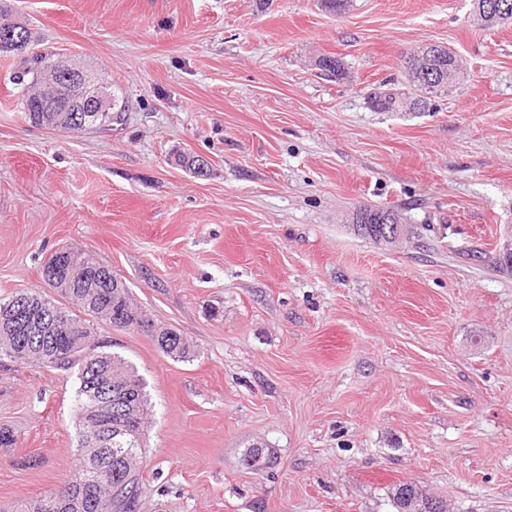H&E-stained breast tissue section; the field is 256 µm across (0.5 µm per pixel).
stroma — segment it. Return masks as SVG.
Listing matches in <instances>:
<instances>
[{
  "mask_svg": "<svg viewBox=\"0 0 512 512\" xmlns=\"http://www.w3.org/2000/svg\"><path fill=\"white\" fill-rule=\"evenodd\" d=\"M9 18L126 110L32 126L22 59L0 55V298L57 299L42 266L75 247L196 349L95 327L150 403L135 512H392L402 482L512 512V23L480 25L471 0H11ZM428 44L463 80L376 111ZM364 204L412 237L355 234ZM78 388L0 357V512L72 474Z\"/></svg>",
  "mask_w": 512,
  "mask_h": 512,
  "instance_id": "1",
  "label": "stroma"
}]
</instances>
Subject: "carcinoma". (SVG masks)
Masks as SVG:
<instances>
[{"label": "carcinoma", "instance_id": "carcinoma-1", "mask_svg": "<svg viewBox=\"0 0 512 512\" xmlns=\"http://www.w3.org/2000/svg\"><path fill=\"white\" fill-rule=\"evenodd\" d=\"M474 13L478 21L495 27L512 20V0H473ZM16 29L24 41L15 43L0 36V53L23 54L31 43V33L25 26L1 22L0 31ZM61 61L59 57L41 54L25 59L23 73L29 79L23 82L24 90L20 105L25 120L30 124L47 126L67 132L79 130L90 124L110 125L119 118L116 108L109 112L86 113L76 117L74 112H46L43 110V93L40 75L47 66ZM405 82L402 87L389 88L374 93L373 108L379 112H398L408 109L421 112L441 97L437 89L424 83L423 75L435 72L444 76L454 73L459 76L461 64L447 47L427 45L404 59ZM378 208L365 207L355 214L353 230L357 235L377 241V225L372 223ZM67 305L62 307L37 291L17 292L0 299V353L15 361L26 363L31 359L44 360L48 350H69V358L52 364L56 369L78 367L80 386L77 392L79 409V433L85 434L86 411L89 405L108 395V390L128 389L129 399L127 426L129 438L144 435L148 415V397L143 379L123 358L106 352L98 346L93 354L85 351L88 337L94 335L90 320H99L112 327L137 328L152 337L167 355L188 359L194 354L188 339L172 329L152 334L153 322L132 304L128 288H116L112 277L97 280L95 288H74L70 285L58 290ZM128 447V438L107 442L91 448L79 440L77 464L72 476L61 486L41 493L36 500L20 506L19 512H70L64 499L73 496L83 502L82 512H93L91 500L99 489L112 487L116 512H134L139 477L135 467L137 455L123 452ZM424 502L415 485L403 483L391 492V503L395 512H401L406 499ZM60 502V508L48 509L47 501Z\"/></svg>", "mask_w": 512, "mask_h": 512}]
</instances>
